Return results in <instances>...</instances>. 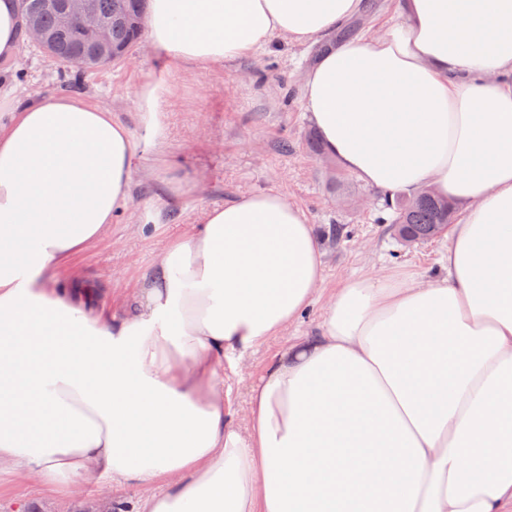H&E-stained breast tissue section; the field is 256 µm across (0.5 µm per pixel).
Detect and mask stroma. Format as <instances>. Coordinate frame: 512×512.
<instances>
[{
    "instance_id": "1",
    "label": "stroma",
    "mask_w": 512,
    "mask_h": 512,
    "mask_svg": "<svg viewBox=\"0 0 512 512\" xmlns=\"http://www.w3.org/2000/svg\"><path fill=\"white\" fill-rule=\"evenodd\" d=\"M315 53V48L279 39L234 63L192 67L177 75L165 71L144 41L131 60L89 70L77 81L47 54L22 45L15 97L80 96L110 109L136 143L129 204L98 242L74 258V272L105 282L114 300H127L168 239L192 231L206 209L252 193L276 192L306 213L324 265L321 292L287 336L313 331L330 295L350 279L388 270L444 276L449 235L404 248L392 225L378 220L380 194L345 170L325 168L307 150L304 135L311 124L300 86ZM148 79L172 91L155 134L137 96ZM332 224L344 227L341 239L327 237ZM285 338H271L230 374L231 409L240 422L248 420L251 385ZM0 512L113 510L97 486L84 485L64 496L5 473L0 475Z\"/></svg>"
}]
</instances>
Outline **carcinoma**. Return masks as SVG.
I'll use <instances>...</instances> for the list:
<instances>
[{
	"mask_svg": "<svg viewBox=\"0 0 512 512\" xmlns=\"http://www.w3.org/2000/svg\"><path fill=\"white\" fill-rule=\"evenodd\" d=\"M96 12L110 25L112 47L127 51L135 48L141 39L145 20L146 0H90ZM21 12L30 19L36 18L48 31L53 41L55 58L66 67L77 66V61L86 60V67L103 66L101 60L95 58V50L91 44L79 35L64 27L60 19V8L49 7L46 0H21ZM125 16L140 24L132 25L118 20ZM386 207L394 214L397 235L402 240H411L416 244L434 239L443 233L452 221V213L448 211L442 200L433 195H418L406 204L402 198L386 197Z\"/></svg>",
	"mask_w": 512,
	"mask_h": 512,
	"instance_id": "1",
	"label": "carcinoma"
}]
</instances>
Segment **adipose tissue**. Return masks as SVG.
<instances>
[{
    "mask_svg": "<svg viewBox=\"0 0 512 512\" xmlns=\"http://www.w3.org/2000/svg\"><path fill=\"white\" fill-rule=\"evenodd\" d=\"M363 0H150L167 69L326 40ZM26 37L0 0V60ZM326 153L389 196L464 204L444 277L346 282L289 337L238 425L224 364L295 324L323 282L276 192L207 210L122 308L63 279L130 199L136 144L80 98L0 121V473L160 485L138 512H512V0H397L305 74Z\"/></svg>",
    "mask_w": 512,
    "mask_h": 512,
    "instance_id": "adipose-tissue-1",
    "label": "adipose tissue"
}]
</instances>
